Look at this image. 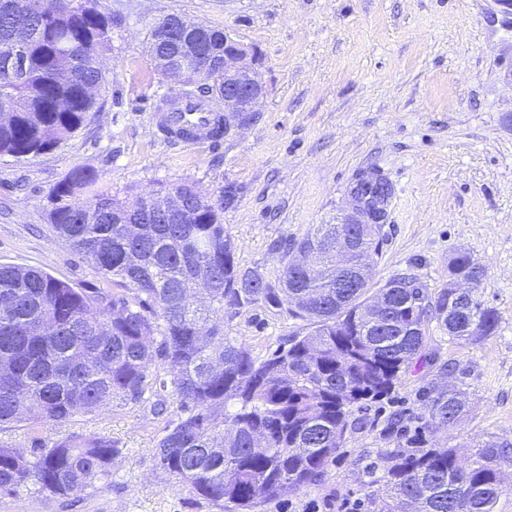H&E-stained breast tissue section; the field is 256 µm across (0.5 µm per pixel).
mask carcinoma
Here are the masks:
<instances>
[{
  "instance_id": "obj_1",
  "label": "carcinoma",
  "mask_w": 512,
  "mask_h": 512,
  "mask_svg": "<svg viewBox=\"0 0 512 512\" xmlns=\"http://www.w3.org/2000/svg\"><path fill=\"white\" fill-rule=\"evenodd\" d=\"M72 0H0V50L24 42L22 80L0 74V155L36 156L69 140L97 111L93 90L104 85L100 51L112 17ZM215 77L192 97L224 89V31L201 29ZM180 52L151 42L155 68ZM95 175L71 169L48 195L47 220L60 238L91 261L117 289L87 292L49 273L0 265V425L21 420L63 425L110 405L137 403L155 386L171 390L184 417L152 448L154 469L219 509L259 512L266 503L321 482L336 457L354 408L388 397L426 346L431 323L452 339H476L497 327L495 310L462 301L448 287L432 295L416 277L395 278L380 325L355 322L369 299L375 268L360 288L337 287L343 268L336 233L318 224L293 246L324 247V268L311 280L283 268L275 283L242 271L224 230V197L193 202V185L135 195L138 209L104 193L79 198ZM178 189L192 202L187 224H171L156 201ZM373 234L363 247L378 254L384 215L372 210ZM139 222L128 232L126 221ZM210 288L196 297V280ZM263 302L310 322L289 346L263 361L224 328V308ZM169 378L151 371L156 359ZM464 394L429 390L423 409L440 425L458 423ZM512 444L487 443L464 468L451 448L402 456L384 475L377 512H493L503 492L497 459L512 465ZM118 448L104 435L33 438L24 452L0 443V495L32 483L64 499L108 477Z\"/></svg>"
}]
</instances>
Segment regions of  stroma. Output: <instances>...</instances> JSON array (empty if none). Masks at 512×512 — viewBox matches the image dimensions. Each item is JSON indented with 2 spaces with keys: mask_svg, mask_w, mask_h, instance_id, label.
I'll use <instances>...</instances> for the list:
<instances>
[{
  "mask_svg": "<svg viewBox=\"0 0 512 512\" xmlns=\"http://www.w3.org/2000/svg\"><path fill=\"white\" fill-rule=\"evenodd\" d=\"M118 24L103 51L107 83L84 126L54 149L21 160L0 156V264L39 268L76 288L112 290L92 263L46 219L51 189L72 168L97 176L95 191L122 198L162 185L195 184L211 198L232 188L224 229L241 269L269 280L285 247L318 224H341L361 179L389 182L393 203L375 257L378 283L415 275L431 293L448 263L467 252L484 269L474 295L495 310L494 333L453 340L430 326L423 360L395 391L353 411L322 481L261 512H373L389 458L423 447L472 461L488 440L512 443V29L495 0H99ZM176 13L224 29L258 53L264 97L241 132L202 146H174L154 114L175 87L154 70L155 24ZM303 320L258 303L224 312V327L264 360ZM465 390L451 429L422 409L430 387ZM182 412L157 416L151 400L113 405L63 426L28 420L0 428V442L30 450L33 436L101 434L119 450L110 479L74 503L34 487L0 498V512H219L160 476L151 449Z\"/></svg>",
  "mask_w": 512,
  "mask_h": 512,
  "instance_id": "35a3bbf8",
  "label": "stroma"
}]
</instances>
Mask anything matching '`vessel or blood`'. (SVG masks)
Returning <instances> with one entry per match:
<instances>
[{"mask_svg":"<svg viewBox=\"0 0 512 512\" xmlns=\"http://www.w3.org/2000/svg\"><path fill=\"white\" fill-rule=\"evenodd\" d=\"M159 128L175 145L213 143L224 136V115L211 111L205 102L182 97L171 111L162 114Z\"/></svg>","mask_w":512,"mask_h":512,"instance_id":"vessel-or-blood-1","label":"vessel or blood"}]
</instances>
